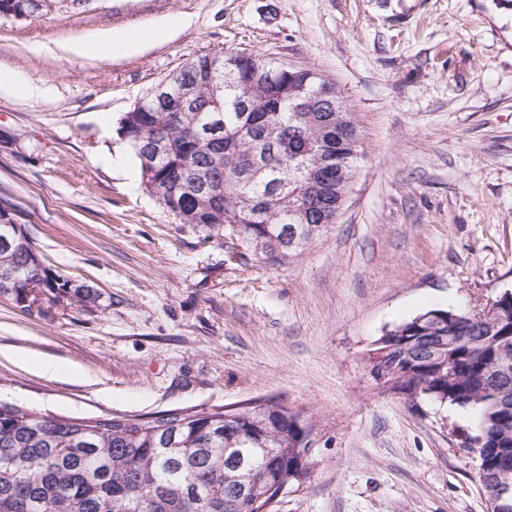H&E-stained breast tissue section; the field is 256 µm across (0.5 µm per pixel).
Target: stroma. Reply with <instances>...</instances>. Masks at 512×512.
<instances>
[{"label":"stroma","mask_w":512,"mask_h":512,"mask_svg":"<svg viewBox=\"0 0 512 512\" xmlns=\"http://www.w3.org/2000/svg\"><path fill=\"white\" fill-rule=\"evenodd\" d=\"M168 28L77 56L107 30ZM253 53L339 89L364 157L336 224L288 265L230 257L146 193L119 120L204 53ZM0 198L95 307L0 297V402L146 418L273 398L314 426L272 512H488L470 410L410 407L365 355L432 308L512 289V9L498 0H56L0 14ZM51 364L53 372L42 371Z\"/></svg>","instance_id":"obj_1"}]
</instances>
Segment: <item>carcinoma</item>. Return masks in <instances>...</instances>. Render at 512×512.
Listing matches in <instances>:
<instances>
[{
    "label": "carcinoma",
    "mask_w": 512,
    "mask_h": 512,
    "mask_svg": "<svg viewBox=\"0 0 512 512\" xmlns=\"http://www.w3.org/2000/svg\"><path fill=\"white\" fill-rule=\"evenodd\" d=\"M0 13L32 16L34 0H0ZM195 94L185 99L181 91ZM336 87L318 74L272 63L258 54L208 53L188 61L160 95L144 98L120 119L118 133L137 162L144 189L180 224L236 235L253 256L281 267L300 252L288 249L307 231L290 222L306 209L308 223L329 227L357 172L363 142L352 146L336 113L297 112L302 102L328 103ZM193 112L197 128L174 123ZM42 257L21 224L0 221V296L16 298L37 277L54 298L72 293L97 303L90 286H73ZM461 343L448 348L451 370L435 363L404 372L411 350L388 341L368 360L389 373L403 371L388 391L412 404L422 399L472 411L484 432L478 449L479 484L505 468L512 472V304L486 330L466 311L454 312ZM448 328L419 323L388 336H414V348L432 344ZM508 365L494 393L487 374ZM313 424L271 399L242 409L194 411L178 419L162 412L132 418L40 416L0 403V512H240L239 487L301 483L300 436Z\"/></svg>",
    "instance_id": "cac0c4a2"
}]
</instances>
